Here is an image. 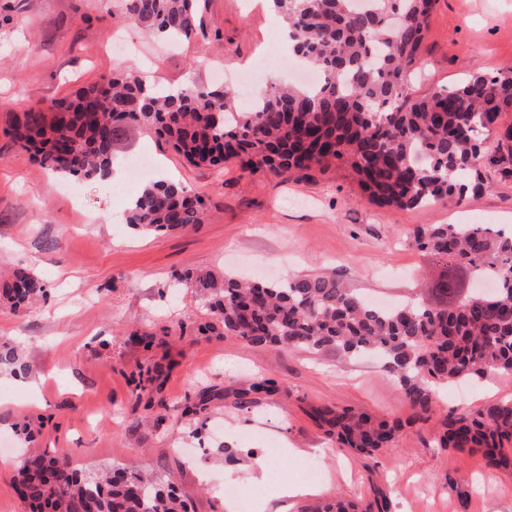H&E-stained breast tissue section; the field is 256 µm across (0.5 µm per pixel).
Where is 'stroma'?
Here are the masks:
<instances>
[{
    "instance_id": "35a3bbf8",
    "label": "stroma",
    "mask_w": 512,
    "mask_h": 512,
    "mask_svg": "<svg viewBox=\"0 0 512 512\" xmlns=\"http://www.w3.org/2000/svg\"><path fill=\"white\" fill-rule=\"evenodd\" d=\"M282 21L259 0H205L200 28L179 45L132 26L124 0H0V269L42 278L49 299L26 318L0 306V344L29 366L24 377L0 367V440L16 458L66 453L79 469L144 467L168 475L189 512H225L232 485L272 502L275 483L259 479L248 450L267 430L271 455L285 480L306 483L317 466V498L365 501L387 491L392 512H457L446 485L470 486L468 512H512V475L486 465L481 454L425 447L432 426L401 432L374 468L333 448L307 415L329 403L389 419L410 407L380 358L340 360L279 347H253L235 338L198 333L210 312L197 291L177 284L187 269L232 272L260 279L336 271L344 285L369 298L435 303L440 268L414 249L419 224H488L512 229V179L488 174L490 191L462 204L399 209L368 201L351 170L338 166L310 177H277L193 166L155 135L130 132L121 156L150 155L154 175L174 178L207 201L203 223L153 236L125 221L129 195L92 180H65L44 169L8 132L7 103L24 94L42 106L70 97L99 77L146 67L156 85L222 87L215 71L251 72L270 41H283ZM488 74L512 68V0H438L419 67L409 86L419 95L454 86L468 66ZM135 330L152 333L150 347L129 343ZM161 365L167 410L146 413L133 394L132 372ZM278 389L236 410L235 392L259 377ZM215 396L207 437L220 465L187 462L173 449L181 439L178 411L203 387ZM461 398L441 386V408L512 400V374L468 384ZM300 449L297 457L287 448Z\"/></svg>"
}]
</instances>
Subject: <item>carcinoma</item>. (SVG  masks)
<instances>
[{
    "label": "carcinoma",
    "mask_w": 512,
    "mask_h": 512,
    "mask_svg": "<svg viewBox=\"0 0 512 512\" xmlns=\"http://www.w3.org/2000/svg\"><path fill=\"white\" fill-rule=\"evenodd\" d=\"M201 0H130V20L155 37L190 38ZM291 28L294 53L324 74L316 89L270 86L252 106L239 107L229 88L191 84L150 90L135 71L102 76L44 108L22 97L9 133L42 167L74 179L102 180L118 161L130 128H147L194 165L241 160L249 171L276 175L324 172L347 165L368 199L413 209L461 203L491 188L484 172L512 178V68L488 75L469 67L449 89L417 96L408 88L437 0H271ZM201 194L159 179L131 200L127 224L162 234L205 217ZM412 245L442 266L437 305L379 308L344 287L335 273L249 281L230 273L186 270L181 283L206 298L211 321L198 327L250 346H277L344 358L374 353L386 361L411 413L387 419L338 406H312L311 419L338 448L371 459L407 427L436 415L437 387L512 373V231L487 224H428ZM43 279L22 270L0 283V302L25 317L47 299ZM145 408L167 409L161 374ZM278 389L271 378L235 395L245 409L254 396ZM211 388L187 404L183 417L206 410ZM438 416V415H436ZM435 442L469 449L512 472V400L485 402L438 416ZM20 471V496L32 512H187L177 487L142 470L73 466L45 452ZM377 488L366 502L325 501L314 512H391Z\"/></svg>",
    "instance_id": "cac0c4a2"
}]
</instances>
